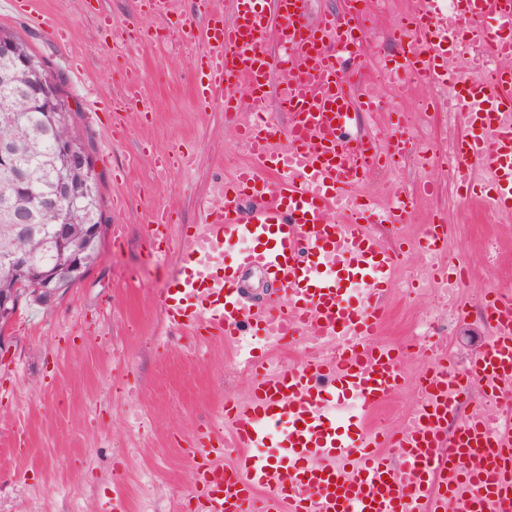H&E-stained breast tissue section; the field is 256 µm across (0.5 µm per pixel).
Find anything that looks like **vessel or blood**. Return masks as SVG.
I'll return each mask as SVG.
<instances>
[{"mask_svg": "<svg viewBox=\"0 0 512 512\" xmlns=\"http://www.w3.org/2000/svg\"><path fill=\"white\" fill-rule=\"evenodd\" d=\"M307 3L233 0L231 16L210 14L198 60V101L222 102L228 113L248 108L252 162L225 182L203 223L184 227L182 266L158 304L170 327L190 335L233 340L246 330L261 343L243 359L256 372L247 396L224 402L223 434L192 451L195 497L203 512H512V421L492 422L477 407L448 426L472 388L490 401L512 388V292L483 294L491 332L467 370L434 356L401 425L373 418L405 383L402 348L378 339L402 253L373 231L374 201L358 199L355 187L397 166L411 137L398 132L383 148L352 133L356 102L371 108L375 98L345 68L356 57L350 19L310 22ZM294 26L318 51L292 40L281 42V55L264 51L268 32ZM187 36L183 24L128 34ZM487 37L497 56L484 76L458 58ZM396 41L398 56L382 61L393 87L418 78L458 98L466 132L452 149L456 180L466 195L482 191L497 212L511 213L512 0H416ZM140 98L134 72L109 104L113 139L127 136ZM446 247L447 229L434 221L420 251L438 257ZM256 271L276 288L257 307L242 280ZM276 347L306 356L285 367L272 357ZM229 452L228 467L220 458Z\"/></svg>", "mask_w": 512, "mask_h": 512, "instance_id": "b4317fda", "label": "vessel or blood"}]
</instances>
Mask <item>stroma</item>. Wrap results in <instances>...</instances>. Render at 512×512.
Returning a JSON list of instances; mask_svg holds the SVG:
<instances>
[{"label":"stroma","instance_id":"stroma-1","mask_svg":"<svg viewBox=\"0 0 512 512\" xmlns=\"http://www.w3.org/2000/svg\"><path fill=\"white\" fill-rule=\"evenodd\" d=\"M409 7L410 0H368L371 21L355 60L362 83H371L379 61L395 54L391 24ZM42 8L43 24L32 27L19 8L0 0V27L21 34L64 74L92 146L106 230L83 281L52 306L22 303L0 336V512H112L117 483L127 490L128 512H197L188 452L206 433L223 429L225 398L243 396L250 382L238 363L248 340H203L172 330L157 303L180 264L183 225L199 223L204 203L247 160L223 106L203 105L191 93L206 49L207 10L197 0H176L174 12L150 19L140 0H43ZM99 11L111 15V26H99ZM184 18L193 36L181 48L121 39L127 27L160 29ZM133 69L142 81L140 108L127 118V138L115 142L101 103L120 94ZM377 94L381 110L359 121L380 144L401 123L417 146L450 147L464 130L447 112L419 111L418 99L433 94L422 84L400 95L385 87ZM164 156L169 167L161 172L155 161ZM424 178L438 189L417 199L400 226L411 249L398 273L420 264L414 244L426 224L443 218V262L464 260L470 268L456 293L469 316L459 319L430 289L393 286L381 338L406 347L407 384L378 410L381 424H398L415 405L414 382L426 363L417 347L421 320L432 317L434 348L463 367L490 333L483 292L512 291V215L490 210L478 197L460 202L455 181L440 166L422 169L407 159L394 175L367 176L358 192L376 195L384 210L391 195L413 194ZM158 207L169 208L173 219L163 265L148 246Z\"/></svg>","mask_w":512,"mask_h":512}]
</instances>
